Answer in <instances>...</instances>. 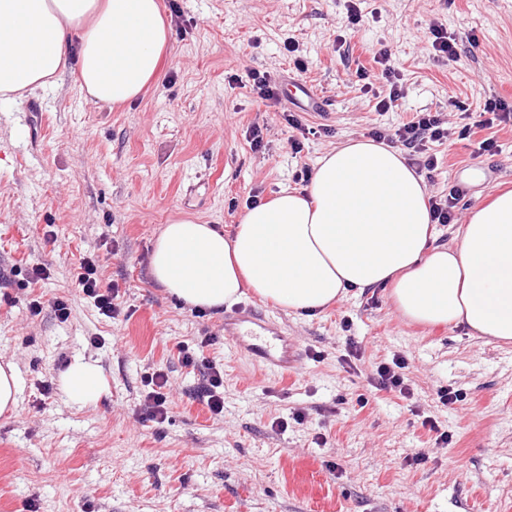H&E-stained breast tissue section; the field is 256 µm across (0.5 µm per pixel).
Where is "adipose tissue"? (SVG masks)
<instances>
[{
	"mask_svg": "<svg viewBox=\"0 0 512 512\" xmlns=\"http://www.w3.org/2000/svg\"><path fill=\"white\" fill-rule=\"evenodd\" d=\"M168 41L158 0H0V104L57 82L69 59L96 103L137 98ZM151 277L188 306L255 295L314 313L347 290L390 286L400 317L512 342V190L438 242L425 184L400 150L367 139L327 152L308 187L248 207L230 233L192 218L163 227ZM60 387L95 402L100 367L74 360Z\"/></svg>",
	"mask_w": 512,
	"mask_h": 512,
	"instance_id": "ef3b65f1",
	"label": "adipose tissue"
}]
</instances>
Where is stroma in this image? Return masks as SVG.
Instances as JSON below:
<instances>
[{
	"label": "stroma",
	"mask_w": 512,
	"mask_h": 512,
	"mask_svg": "<svg viewBox=\"0 0 512 512\" xmlns=\"http://www.w3.org/2000/svg\"><path fill=\"white\" fill-rule=\"evenodd\" d=\"M159 3L170 16L168 44L135 101H89L73 63L59 86L0 106V362H14L21 383L16 411L0 415V512H512V343L407 324L384 288L348 291L315 314L252 296L244 307L275 320L300 354L294 374L266 376L226 348L223 311L183 305L149 272L154 239L175 218L233 232L250 196L303 189L301 168L316 169L325 153L372 127L429 111L456 122L452 97L475 112L490 98L512 101V0H361L363 21L348 32L345 0ZM437 18L458 40L456 62L429 50ZM290 37L307 71L285 50ZM381 49L405 90L390 112L376 109L388 86L375 82L367 94L355 77L357 68L374 69ZM251 70L269 72L278 99L240 88ZM293 84L313 86L325 113L307 111L290 94ZM285 111L329 131L292 153ZM256 125L258 151L249 139ZM488 137L495 151L476 155ZM434 151L428 195L467 190L457 224L438 229L448 243L476 206L512 188V126ZM49 224L54 246L44 241ZM85 254L97 256L103 282L119 290L114 318L75 285ZM36 265L50 277L31 285ZM59 297L70 307L64 322L53 308ZM36 298L42 312L34 317ZM93 336L100 345H90ZM206 336L213 343L203 355L224 372L217 418L194 397L202 369L178 357L179 346ZM396 354L407 360L406 398L370 385ZM77 359L103 372L99 399L85 406L57 386ZM157 369L171 383L160 425L141 419ZM443 387L460 394L447 408L436 399ZM428 416L449 444L423 427ZM279 419L287 428H273Z\"/></svg>",
	"instance_id": "obj_1"
}]
</instances>
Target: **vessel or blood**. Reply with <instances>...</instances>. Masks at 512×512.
<instances>
[{"label": "vessel or blood", "mask_w": 512, "mask_h": 512, "mask_svg": "<svg viewBox=\"0 0 512 512\" xmlns=\"http://www.w3.org/2000/svg\"><path fill=\"white\" fill-rule=\"evenodd\" d=\"M224 343L246 353L250 362L262 372L288 374L299 355L288 346L280 329L259 311L224 318Z\"/></svg>", "instance_id": "1"}]
</instances>
